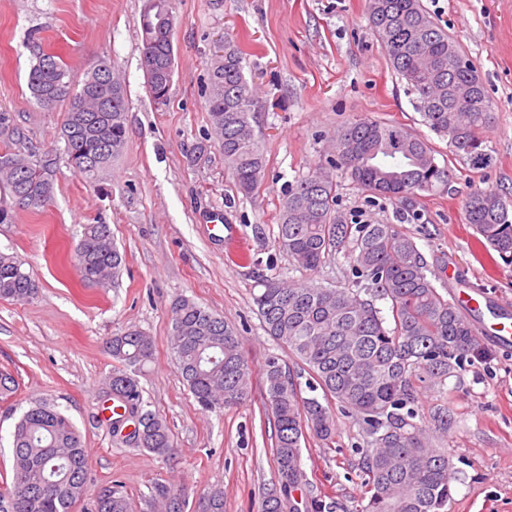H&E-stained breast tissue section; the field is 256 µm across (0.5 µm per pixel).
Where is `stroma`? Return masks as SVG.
<instances>
[{
	"label": "stroma",
	"instance_id": "stroma-1",
	"mask_svg": "<svg viewBox=\"0 0 512 512\" xmlns=\"http://www.w3.org/2000/svg\"><path fill=\"white\" fill-rule=\"evenodd\" d=\"M146 0H0V113L26 145L56 156L55 192L43 209L18 208L0 224V251L16 255L38 286L27 302L0 300V371L16 390L0 397V481L12 477V433L34 402L53 403L88 450L91 494L121 486L135 512H151L156 485L185 493L191 512L213 487L224 512H259L279 485L273 418L261 382L251 398L221 412L202 410L167 343L170 306L186 297L234 327L253 372L267 355L294 357L269 336L256 313L249 255L291 281L347 286L351 264L329 257L317 271L292 265L279 249L282 200L297 180L324 164L336 129L355 119L403 125L425 136L453 180L443 191L403 205L374 197L335 173V212L345 220L397 225L411 235L452 289L512 301V265L490 257L467 223L463 199L493 188L512 200V0H422L462 46L483 80L495 121L482 132L492 155L472 168L422 124L385 49L371 29L367 0H172L174 74L166 105L150 98L140 52ZM69 65L75 81L104 59L129 101L128 142L101 184L73 170L60 137L65 105L40 107L28 88L31 34ZM238 42L255 88V132L265 172L250 194L235 188L207 117L210 58L219 38ZM110 225L123 256L114 284L82 282L74 249L84 224ZM128 326L154 336V358L137 375L153 411L167 421L175 455L161 460L114 437L101 382L118 363L107 338ZM489 359L466 366L443 393L421 390L429 414L447 405L455 419L434 435L460 470L448 512H512V345L486 341ZM336 435L307 438L303 464L317 490L355 512L364 492L361 423L333 407Z\"/></svg>",
	"mask_w": 512,
	"mask_h": 512
}]
</instances>
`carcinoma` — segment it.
Returning <instances> with one entry per match:
<instances>
[{"label": "carcinoma", "mask_w": 512, "mask_h": 512, "mask_svg": "<svg viewBox=\"0 0 512 512\" xmlns=\"http://www.w3.org/2000/svg\"><path fill=\"white\" fill-rule=\"evenodd\" d=\"M171 14L169 0H146L141 15V53L147 89L167 102L172 80L165 69L170 45L158 19ZM370 27L381 41L392 71L411 96L422 121L448 140L451 151L472 166H489L481 133L494 121L480 75L457 42L426 12L421 0H368ZM34 62L28 86L45 108L68 102L61 137L67 162L97 181L123 152L128 138L127 94L112 67L90 66L79 89L56 53L31 42ZM243 51L224 40V55L209 72V121L224 165L244 193L260 181L264 149L255 135V94L243 73ZM0 183L13 205L0 201V224L12 206L39 208L54 196L52 154L23 149L14 124L0 121ZM340 170L375 196L407 203L452 181L427 140L406 128L355 119L337 129L332 159L299 179L279 211L278 244L292 263L315 271L328 256L351 263L353 286L289 283L260 272L257 313L268 334L305 365L311 397L286 371L277 354L261 370L264 404L274 418V458L282 493L263 497L260 512H285L292 492L309 489L302 443L310 434L324 443L335 435L333 402L362 424L371 447L359 462L365 504L356 512H448L457 470L448 453L432 446L429 428L446 432L455 422L437 405L425 424L415 403L422 388L444 386L466 365L486 358L471 322L439 291L440 276L416 241L393 224L347 222L333 215ZM464 211L477 239L502 261L512 262V204L495 189L465 196ZM82 281L105 286L121 271L122 256L108 224L81 225L75 250ZM36 284L17 256L0 252V299L24 301ZM169 347L188 390L205 411L232 408L252 396V369L235 329L224 317L188 298L171 307ZM123 369L104 382L103 397L120 403L112 433L132 424V447L162 460L174 450L165 420L144 400L137 373L153 359L156 340L129 327L106 342ZM88 451L73 422L48 402H37L13 431L12 488L0 493V512H72L88 493ZM159 512H185V498L165 485L155 488ZM309 512H336V501L308 495ZM93 512H134L121 491L98 493ZM202 512H224V490L208 492Z\"/></svg>", "instance_id": "cac0c4a2"}]
</instances>
